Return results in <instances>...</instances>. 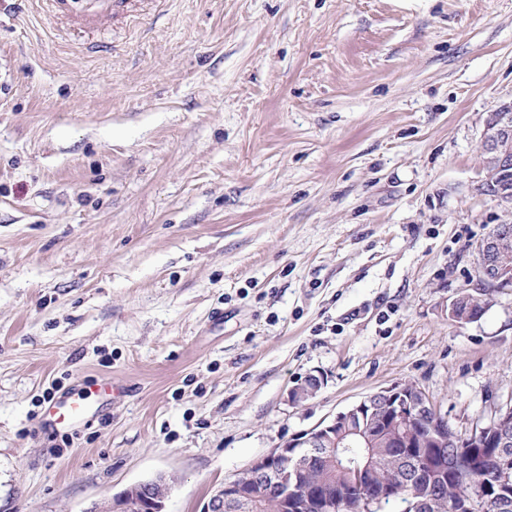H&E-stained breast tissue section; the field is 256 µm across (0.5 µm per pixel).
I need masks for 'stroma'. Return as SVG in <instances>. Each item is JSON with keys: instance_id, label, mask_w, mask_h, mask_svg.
Wrapping results in <instances>:
<instances>
[{"instance_id": "stroma-1", "label": "stroma", "mask_w": 512, "mask_h": 512, "mask_svg": "<svg viewBox=\"0 0 512 512\" xmlns=\"http://www.w3.org/2000/svg\"><path fill=\"white\" fill-rule=\"evenodd\" d=\"M0 16V512H167L413 383L459 432L512 403V288L476 323L512 0H135ZM324 377L301 405L290 390ZM112 381L85 426L45 394ZM134 0H47L56 15L79 24H92L102 19L123 14ZM135 486L139 495L121 492L112 501L97 504L89 512H165L168 485L162 476Z\"/></svg>"}]
</instances>
